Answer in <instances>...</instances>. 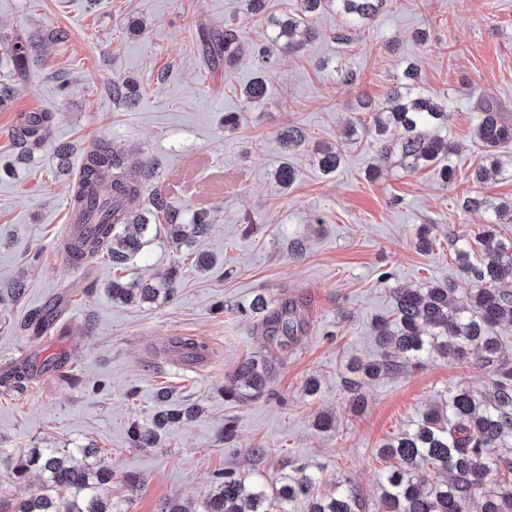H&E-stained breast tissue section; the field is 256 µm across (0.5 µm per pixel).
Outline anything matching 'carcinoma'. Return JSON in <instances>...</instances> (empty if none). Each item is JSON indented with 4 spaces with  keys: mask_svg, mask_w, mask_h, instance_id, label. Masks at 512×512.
Returning <instances> with one entry per match:
<instances>
[{
    "mask_svg": "<svg viewBox=\"0 0 512 512\" xmlns=\"http://www.w3.org/2000/svg\"><path fill=\"white\" fill-rule=\"evenodd\" d=\"M385 0H301L298 17L278 23L277 35L260 46L261 60H270V47L295 50V35L306 23V16L327 4L346 18L336 38L348 40L351 32L362 29L380 10ZM240 52L239 35L232 28L214 34L207 43V55L224 60V68L234 66ZM265 79L258 76L245 88L252 103L262 101ZM392 106L380 110L365 104L371 113L372 130L378 143L373 173L388 164L394 151H399L401 164L410 171L432 166L452 158L455 146L443 135L446 104L420 89L416 64L403 71V80L390 90ZM474 139L487 148L489 166L507 170L498 149L512 142V124L505 122L492 102L478 107ZM52 120L49 113H35L21 120L14 137L26 154L41 145V132ZM318 165L325 172L337 170L341 150L327 146L316 148ZM487 166V167H489ZM483 166L474 171L482 182L487 172ZM86 182L81 192L72 197L80 208L91 185L102 181L112 188L121 204L102 212L95 233L71 236L66 241L69 261L81 265L95 256L109 258L114 268H124L151 241L153 231L149 217L166 215L170 236L181 246L190 247L208 230L198 217L192 224H178L162 196L147 193L146 175L130 173L122 153L110 144L91 150L85 158ZM463 211L478 216L483 227L474 239L482 250L475 263L470 261V241L456 246V258L472 288L465 299H454L456 288L448 283H433L423 288H394L393 318L376 323L375 342L380 358L356 363L354 372L364 379L396 374L405 363L436 354L444 359L466 361L470 354H480L492 367L494 380L488 390L475 394L456 386L448 389V414L426 415L412 430L396 441L384 444L379 452L391 461L381 487L380 507L383 512H473L475 496L490 475L498 476V490L484 495L479 512H512V454L504 446L512 442V362L502 360L504 338L496 328L504 321L512 325V290L502 287L512 282V241L504 240L489 228L491 224H512V201L493 207L479 197L464 201ZM179 281L178 267H173L159 282L112 278L107 287L115 303H153L170 298ZM265 331L294 334L288 319V307L272 311L264 317ZM50 327L47 314L36 312L20 330L39 335ZM175 346L202 357L209 353L208 343L198 337L178 338ZM272 365L265 359L248 357L240 362L232 384L224 387V399L244 402L263 392ZM195 413L194 407L171 409L157 415L150 426L135 424L129 430L132 444L150 448L159 444L160 434ZM425 465L445 479L423 489L414 481L413 470ZM42 474L37 492L15 505L12 512H104L100 490L112 483V469L73 462V453L58 448H35L18 469L22 478L30 470ZM319 477L305 467L284 475L280 486L267 489L226 469L214 475L213 491L203 505V512H364L363 495L353 486L336 484L334 492L320 496L316 492Z\"/></svg>",
    "mask_w": 512,
    "mask_h": 512,
    "instance_id": "carcinoma-1",
    "label": "carcinoma"
}]
</instances>
